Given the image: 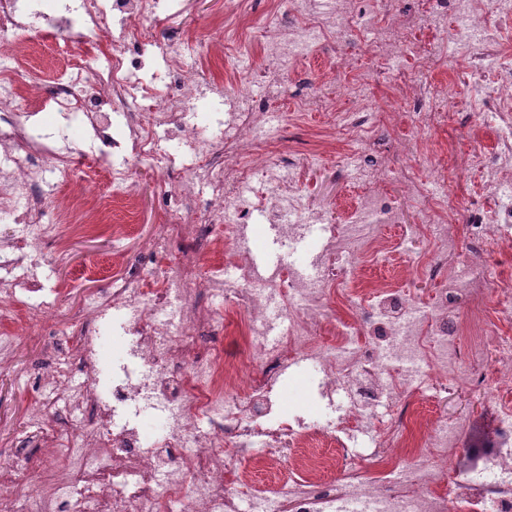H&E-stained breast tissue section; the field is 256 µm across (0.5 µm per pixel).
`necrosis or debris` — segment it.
Returning a JSON list of instances; mask_svg holds the SVG:
<instances>
[{
	"instance_id": "1",
	"label": "necrosis or debris",
	"mask_w": 512,
	"mask_h": 512,
	"mask_svg": "<svg viewBox=\"0 0 512 512\" xmlns=\"http://www.w3.org/2000/svg\"><path fill=\"white\" fill-rule=\"evenodd\" d=\"M156 9L157 0H124L113 37L103 0L64 9L49 0L31 16L19 0H0V42L15 56L0 67V216L9 220L0 231V369L13 364L32 330L60 341L39 361L34 429L0 465V512H241L254 473L283 464L276 512H346L354 497L379 512H512V279L454 258L451 243L463 237L475 255L512 247V64L505 60L512 0H408L404 8L397 0H225L215 59L235 57L255 26H264L265 39L251 69L224 79L214 136L191 120L202 98L183 60L193 37L171 28L152 41L146 30ZM33 16L70 48L46 92L16 59ZM333 37L356 42L372 69L357 70L347 49L329 47ZM94 41L108 64L90 80L84 54ZM152 42L164 74L134 84ZM322 49L340 95L305 88L297 109L328 113L324 147L357 157L356 204L331 224L325 206L286 176L301 153L289 146L286 127L271 125L265 91ZM437 64L448 77H435ZM462 68L474 78L472 112L459 111L451 94L449 76ZM375 81L385 87L388 112L371 105ZM45 109L80 118L88 148L59 145L34 119ZM487 113L495 117L494 145L453 174L463 182L483 171L488 191L459 202L431 197L401 166L411 198L425 202L421 222L393 239L360 236L373 218L394 211L381 188L386 166L374 152L382 124L413 130L415 151L444 177L450 155L437 130L458 124L482 139ZM167 137L193 165L160 150ZM86 150L116 188L113 198L99 196L87 173L79 188L62 187ZM116 156L121 166H113ZM145 162L179 181L162 197L158 229L122 276L89 293L71 324L61 325L67 291L45 289L39 268L63 253L71 235L95 229L111 205L135 213L133 168ZM257 212L292 240L319 228L326 246L314 267L259 275L240 236ZM395 257L410 276L435 284L429 303L364 275L363 266ZM229 266L238 272L230 281ZM118 313L140 379L116 373L104 385L100 331ZM478 321L479 339L464 341V326ZM302 360L320 364L325 396L350 397L329 424L275 414L279 378ZM450 377L500 393L501 435L471 468L500 471L502 480L473 483L449 470L467 427L442 409L438 388ZM132 405L159 411L162 432L150 439L120 421ZM365 431L375 448L363 461L355 439ZM253 437L265 440L262 457L245 446ZM31 445L38 454L28 453ZM336 466L340 478L325 479ZM19 468L34 480L25 494L14 480Z\"/></svg>"
}]
</instances>
